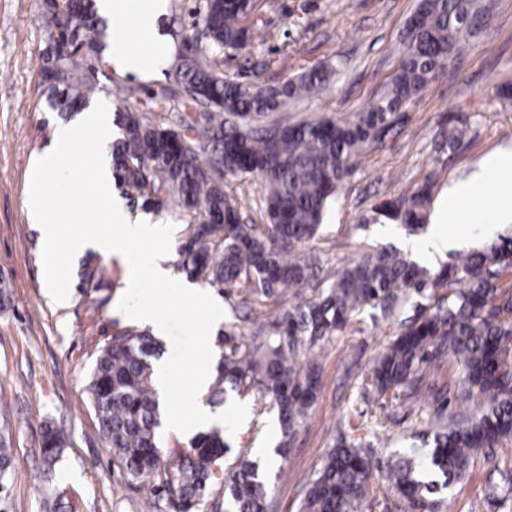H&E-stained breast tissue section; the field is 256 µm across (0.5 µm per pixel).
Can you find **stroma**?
<instances>
[{"instance_id": "obj_1", "label": "stroma", "mask_w": 512, "mask_h": 512, "mask_svg": "<svg viewBox=\"0 0 512 512\" xmlns=\"http://www.w3.org/2000/svg\"><path fill=\"white\" fill-rule=\"evenodd\" d=\"M476 27L462 33L463 54L430 80L405 106L395 130L378 148L359 158L342 184L318 236L305 252L320 258L322 278L365 252L392 246L376 229V208L405 195L425 180L441 197L450 181L468 175L491 150L512 146V101L497 88L512 82V0H478ZM419 0H252L245 19L249 44L225 51L220 69L240 83L275 85L315 65L332 76L315 97L293 100L279 118H344L363 111L386 90L403 60L408 20ZM205 0H169L161 26L172 43L193 33ZM44 0H0V283L8 300L0 308V433L9 438L14 461L0 512H171L154 481L129 480L101 437L85 386L93 352L126 319L115 308L127 287L120 258L99 253L76 257L70 299L57 304L43 280V241L26 207L27 182L36 157L49 149L64 120L49 105L41 80ZM95 99L141 107L146 89L164 90L170 104L182 99L174 69L162 76L116 71L95 64ZM127 86L129 94L118 93ZM469 132L455 148L445 147L449 127ZM105 272V284L81 290L85 263ZM398 318L355 316L344 331L307 348L323 386L292 444L268 479L271 512H298L302 480L333 447L340 420L371 430V464L381 475L395 453L414 443L436 409V391L446 389L454 368L441 364L425 377L419 395L392 398L363 392L361 380L374 358L393 340ZM257 394L245 399L243 425L227 440L233 453L255 454L277 446L276 413L263 411ZM64 428L66 447L53 467L42 460L44 423ZM512 462V444L477 456L465 478L438 494L439 512H495L488 499L494 464Z\"/></svg>"}]
</instances>
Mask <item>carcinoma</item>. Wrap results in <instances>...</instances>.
<instances>
[{"instance_id": "obj_1", "label": "carcinoma", "mask_w": 512, "mask_h": 512, "mask_svg": "<svg viewBox=\"0 0 512 512\" xmlns=\"http://www.w3.org/2000/svg\"><path fill=\"white\" fill-rule=\"evenodd\" d=\"M251 0H206L198 20L205 44L185 36L175 72L188 97L182 106L202 109L192 134L174 130L155 109L167 100L149 96L151 107L120 108V137L113 144L115 185L139 196L141 206L159 210L172 203L192 219L179 249L180 269L192 280L239 290L250 312L280 305L286 292L302 300L267 324L257 318L251 340L237 339L238 310L224 322V357L209 389L220 405L229 393L257 392L277 410L282 428L278 452L288 450L295 426L322 386L319 372L304 367L300 355L312 344L344 329L365 309L387 319L416 295L414 313L401 322L391 344L377 357L364 384L380 394L419 393L427 362L452 360L457 367L453 396L458 411L443 404L435 412L432 439L406 448L388 465L389 489L406 500L411 512H436L431 495L462 480L475 454L512 441V288L495 279L512 269V238L463 254L431 276L395 249L367 252L352 265L321 282L319 259L301 252L320 231L326 210L351 162L385 141L397 112L463 51L461 33L475 15L470 0H420L408 26L404 60L386 92L363 112L348 118H315L294 124L275 120L248 126L246 117H268L288 103L319 92L329 80L326 66H313L281 84L251 88L224 78L219 56L248 40L242 25ZM48 40L70 45L57 56L46 54L42 78L48 90L83 104L94 94L92 68L100 53V19L94 0H51L44 13ZM280 130L271 137L268 129ZM252 174L261 180L259 208L264 223L243 224L224 177ZM432 187L382 204L377 214L419 228ZM161 345L146 331L126 328L97 350L86 391L98 429L123 474L140 480L158 474L163 457L157 429L160 401L152 362ZM486 404L467 413L477 397ZM65 444L64 430L43 425L41 454L55 464ZM229 450L222 430L198 433L185 449L168 451L171 470L157 489L173 512H198L218 481ZM370 447L340 433L336 445L304 484L300 512H357L371 487ZM12 465V452L0 435V481ZM499 481L490 486L500 508L512 509V466L495 467ZM224 512H269L266 478L260 461L237 456L224 473Z\"/></svg>"}]
</instances>
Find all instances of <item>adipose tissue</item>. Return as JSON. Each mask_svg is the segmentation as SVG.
<instances>
[{
	"mask_svg": "<svg viewBox=\"0 0 512 512\" xmlns=\"http://www.w3.org/2000/svg\"><path fill=\"white\" fill-rule=\"evenodd\" d=\"M168 5L169 0H97L100 15L112 27L109 62L116 70L142 75L159 74L168 67V37L160 25ZM133 21L152 44L150 55L127 48V32ZM482 213L487 216V235L512 225V148L490 152L466 178L451 181L430 218L427 234L409 242L408 248L430 256L445 255L460 243L458 236L449 233V225L464 223L470 215Z\"/></svg>",
	"mask_w": 512,
	"mask_h": 512,
	"instance_id": "adipose-tissue-1",
	"label": "adipose tissue"
}]
</instances>
